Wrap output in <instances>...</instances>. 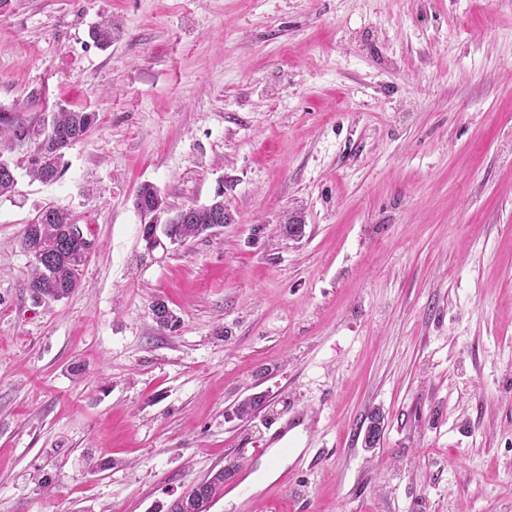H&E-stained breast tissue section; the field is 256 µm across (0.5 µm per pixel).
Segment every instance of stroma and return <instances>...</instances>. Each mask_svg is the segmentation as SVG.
<instances>
[{"instance_id": "obj_1", "label": "stroma", "mask_w": 512, "mask_h": 512, "mask_svg": "<svg viewBox=\"0 0 512 512\" xmlns=\"http://www.w3.org/2000/svg\"><path fill=\"white\" fill-rule=\"evenodd\" d=\"M61 105L98 121L52 184L15 143L0 197V512H166L228 466L209 512H512V0H7L0 112ZM146 182L232 222L147 249ZM49 205L92 243L58 302ZM41 212L36 221L25 225L21 237L22 248L34 258L26 288L36 296L60 301L79 288L92 244L69 211L47 206ZM70 224L71 236L82 241L84 248L69 236Z\"/></svg>"}]
</instances>
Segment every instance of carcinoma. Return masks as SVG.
Segmentation results:
<instances>
[{
  "label": "carcinoma",
  "instance_id": "obj_1",
  "mask_svg": "<svg viewBox=\"0 0 512 512\" xmlns=\"http://www.w3.org/2000/svg\"><path fill=\"white\" fill-rule=\"evenodd\" d=\"M118 27L105 22L91 29L93 42L106 47L112 43ZM97 115L82 109L60 107L52 113L53 129L45 125L29 127L18 122L9 112H0V140H36V153L31 159L30 175L44 183L58 177L59 166L65 150L84 138L96 123ZM17 181L14 165L0 154V196L14 191ZM136 209L143 215H155L167 210L164 198L156 186L141 184L135 193ZM232 222V216L224 210L223 193H217L214 200L205 205H190L175 212L166 222L167 234L171 241L183 243L201 236H213L214 230ZM72 214L64 209L47 206L40 217L25 225L21 246L34 258L27 288L36 296L49 297L60 301L80 286V272L87 260L82 244L69 236ZM152 318L161 329L175 326L178 318L160 300L151 303ZM263 396H251L241 400L236 414L241 418L252 416L262 407ZM232 475L219 470L208 479L193 485L186 497L188 501L174 499L167 512H207L217 492L224 489V481Z\"/></svg>",
  "mask_w": 512,
  "mask_h": 512
}]
</instances>
